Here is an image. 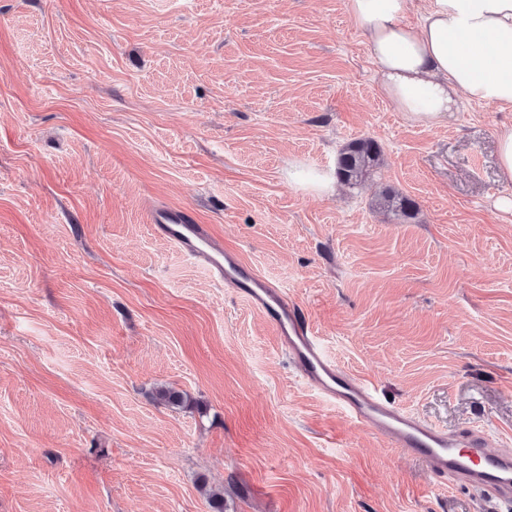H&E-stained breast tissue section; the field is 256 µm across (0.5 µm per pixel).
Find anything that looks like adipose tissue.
<instances>
[{
	"label": "adipose tissue",
	"mask_w": 512,
	"mask_h": 512,
	"mask_svg": "<svg viewBox=\"0 0 512 512\" xmlns=\"http://www.w3.org/2000/svg\"><path fill=\"white\" fill-rule=\"evenodd\" d=\"M344 0L367 40L389 104L412 122L442 123L455 91L512 109V0Z\"/></svg>",
	"instance_id": "ef3b65f1"
}]
</instances>
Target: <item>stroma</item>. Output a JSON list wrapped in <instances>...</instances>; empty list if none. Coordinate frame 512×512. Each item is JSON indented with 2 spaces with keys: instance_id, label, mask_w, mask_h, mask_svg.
<instances>
[{
  "instance_id": "stroma-1",
  "label": "stroma",
  "mask_w": 512,
  "mask_h": 512,
  "mask_svg": "<svg viewBox=\"0 0 512 512\" xmlns=\"http://www.w3.org/2000/svg\"><path fill=\"white\" fill-rule=\"evenodd\" d=\"M505 122L394 111L343 0H0V512H507L352 426L149 222L189 209L344 369L512 448ZM361 138L360 185L289 179ZM500 182L512 187V125H503L496 131ZM288 177L309 191L319 194H331L334 191L332 178L327 173L299 170L292 167L288 170ZM375 205L379 209L394 213L400 219H411L416 211V203L412 198L394 190L386 191Z\"/></svg>"
}]
</instances>
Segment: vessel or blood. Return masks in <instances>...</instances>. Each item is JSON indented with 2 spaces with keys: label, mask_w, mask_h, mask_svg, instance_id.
<instances>
[{
  "label": "vessel or blood",
  "mask_w": 512,
  "mask_h": 512,
  "mask_svg": "<svg viewBox=\"0 0 512 512\" xmlns=\"http://www.w3.org/2000/svg\"><path fill=\"white\" fill-rule=\"evenodd\" d=\"M150 222L155 234L265 314L301 379L336 404L355 427L427 463L441 483L477 489L497 502L512 501V448H489L484 432L474 427L460 435L448 433L354 378L326 353L304 310L284 289L248 269L236 251L215 245L208 225L195 223L186 211L158 208Z\"/></svg>",
  "instance_id": "obj_1"
}]
</instances>
